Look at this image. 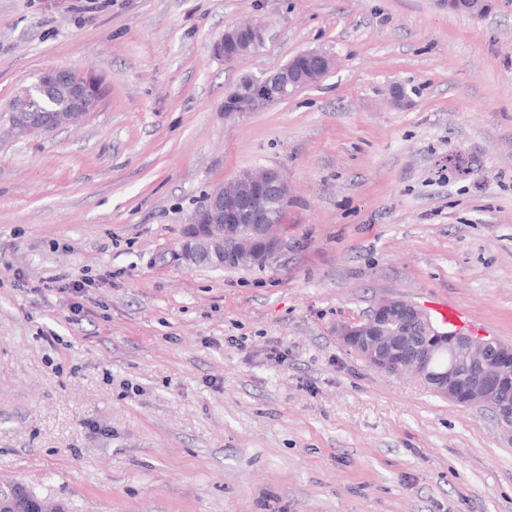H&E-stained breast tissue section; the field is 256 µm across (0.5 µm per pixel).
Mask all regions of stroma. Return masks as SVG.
Segmentation results:
<instances>
[{
    "label": "stroma",
    "mask_w": 512,
    "mask_h": 512,
    "mask_svg": "<svg viewBox=\"0 0 512 512\" xmlns=\"http://www.w3.org/2000/svg\"><path fill=\"white\" fill-rule=\"evenodd\" d=\"M251 20L264 46L225 64ZM313 48L319 82L225 117ZM48 69L103 95L0 140V486L71 512H512L494 414L336 336L393 298L512 346V0H0V110ZM261 167L291 188L276 262L186 266L206 193ZM242 28H245L247 30L250 31L254 41H257V42H262L264 43L265 42V38H266V31L263 27L259 26V25H256V24H253V23H242V24H237V25H234L230 28H228L225 32H224V35L223 37L214 44V47H213V51L216 55L224 58V62L225 63H232L234 62L237 58H239V56L241 54H245V53H248L249 50H250V46L249 44H243L240 46L239 50H238V53H237V56H234V55H225V53H231L233 52V48H229V47H224L225 44L229 43V42H232V41H236L239 33H240V30Z\"/></svg>",
    "instance_id": "1"
}]
</instances>
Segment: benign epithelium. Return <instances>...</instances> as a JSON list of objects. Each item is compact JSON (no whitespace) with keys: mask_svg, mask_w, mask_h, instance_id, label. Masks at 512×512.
Here are the masks:
<instances>
[{"mask_svg":"<svg viewBox=\"0 0 512 512\" xmlns=\"http://www.w3.org/2000/svg\"><path fill=\"white\" fill-rule=\"evenodd\" d=\"M250 31L257 42H265L266 31L253 23L228 28L214 44L213 51L232 63L234 55L224 54V45L237 39L241 29ZM297 58L315 62L303 69L294 62L273 74L250 77L243 88L246 104L236 113L242 117L291 97L298 89L320 81L329 71L331 59L322 51L309 49ZM65 97L68 106L60 111L33 107L38 85L21 89L10 101L16 120L10 124L18 138L40 135L75 122L91 112L100 99V90L85 72L53 69L41 77ZM288 202L289 187L283 173L267 168L258 173L242 172L231 182L213 188L203 206L191 216L192 234L184 238L186 260L196 254L217 268L233 262L241 265L269 264L282 251L285 241L273 232L268 221L270 191ZM235 224H249L252 233L231 237ZM341 344L358 354L370 367L392 376L412 374L434 394L463 407L491 409L504 432L512 435V404L503 395V380L497 363L512 358V349L470 334L441 331L427 314L411 303L383 300L366 318L336 328ZM448 349L472 373L465 389L459 387L454 361L443 371L433 370L436 354ZM0 512H65L62 504L50 505L29 497L26 488L14 485L0 489Z\"/></svg>","mask_w":512,"mask_h":512,"instance_id":"benign-epithelium-1","label":"benign epithelium"}]
</instances>
